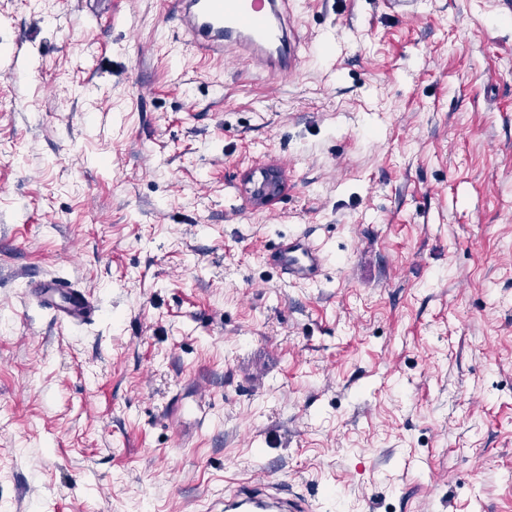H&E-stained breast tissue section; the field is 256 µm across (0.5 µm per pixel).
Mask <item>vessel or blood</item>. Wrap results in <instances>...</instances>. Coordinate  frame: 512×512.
Returning <instances> with one entry per match:
<instances>
[{
    "label": "vessel or blood",
    "mask_w": 512,
    "mask_h": 512,
    "mask_svg": "<svg viewBox=\"0 0 512 512\" xmlns=\"http://www.w3.org/2000/svg\"><path fill=\"white\" fill-rule=\"evenodd\" d=\"M174 8L181 42L192 56L204 61L234 58L277 77L294 75L301 67L297 0H174ZM267 262L289 282L317 287L329 255L322 242L302 232L280 238ZM26 287L58 323L82 327L100 316L99 302L69 279L31 277ZM224 512H313V505L307 497L253 478L225 490Z\"/></svg>",
    "instance_id": "b4317fda"
}]
</instances>
